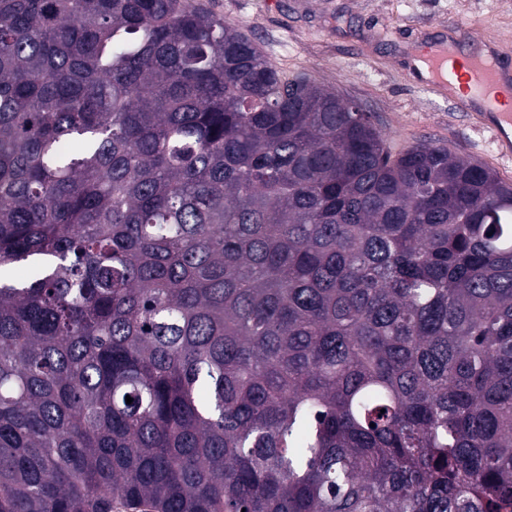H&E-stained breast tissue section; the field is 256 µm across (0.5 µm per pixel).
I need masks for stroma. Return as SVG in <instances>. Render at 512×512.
I'll return each instance as SVG.
<instances>
[{
	"label": "stroma",
	"mask_w": 512,
	"mask_h": 512,
	"mask_svg": "<svg viewBox=\"0 0 512 512\" xmlns=\"http://www.w3.org/2000/svg\"><path fill=\"white\" fill-rule=\"evenodd\" d=\"M287 74L335 88L371 112L396 150L432 140L512 182L491 133L413 72L439 40L488 46L512 66V0H208ZM458 30H451V23Z\"/></svg>",
	"instance_id": "1"
}]
</instances>
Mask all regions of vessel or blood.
<instances>
[{"instance_id": "1", "label": "vessel or blood", "mask_w": 512, "mask_h": 512, "mask_svg": "<svg viewBox=\"0 0 512 512\" xmlns=\"http://www.w3.org/2000/svg\"><path fill=\"white\" fill-rule=\"evenodd\" d=\"M423 60L428 68V84L444 91L453 82H463L470 99L476 100V118L489 130L503 156L512 155V70L503 68L492 55L462 56L447 46L432 48Z\"/></svg>"}]
</instances>
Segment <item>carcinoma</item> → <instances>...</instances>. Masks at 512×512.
Returning a JSON list of instances; mask_svg holds the SVG:
<instances>
[{
	"label": "carcinoma",
	"mask_w": 512,
	"mask_h": 512,
	"mask_svg": "<svg viewBox=\"0 0 512 512\" xmlns=\"http://www.w3.org/2000/svg\"><path fill=\"white\" fill-rule=\"evenodd\" d=\"M510 505L511 182L193 0H0V512Z\"/></svg>",
	"instance_id": "obj_1"
}]
</instances>
